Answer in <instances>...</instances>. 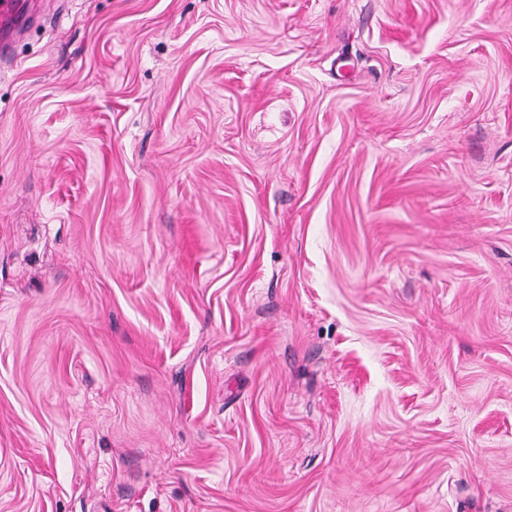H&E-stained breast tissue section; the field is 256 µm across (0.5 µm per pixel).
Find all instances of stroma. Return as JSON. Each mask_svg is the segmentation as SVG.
Segmentation results:
<instances>
[{"mask_svg": "<svg viewBox=\"0 0 512 512\" xmlns=\"http://www.w3.org/2000/svg\"><path fill=\"white\" fill-rule=\"evenodd\" d=\"M0 512H512V0H22Z\"/></svg>", "mask_w": 512, "mask_h": 512, "instance_id": "obj_1", "label": "stroma"}]
</instances>
